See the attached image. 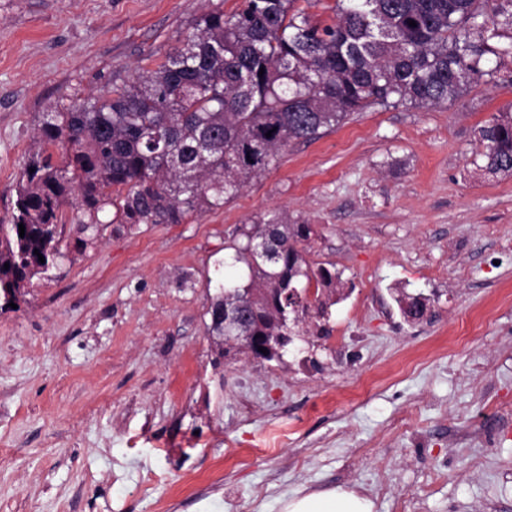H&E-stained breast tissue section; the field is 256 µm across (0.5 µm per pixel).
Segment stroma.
I'll list each match as a JSON object with an SVG mask.
<instances>
[{"instance_id": "35a3bbf8", "label": "stroma", "mask_w": 512, "mask_h": 512, "mask_svg": "<svg viewBox=\"0 0 512 512\" xmlns=\"http://www.w3.org/2000/svg\"><path fill=\"white\" fill-rule=\"evenodd\" d=\"M243 0H0V224L42 113L130 81L193 21ZM512 71L435 108L350 116L223 209L104 229L0 310V512H512V176L474 165ZM312 225L350 289L284 362L211 365L209 286L236 229ZM431 299L401 315L393 288ZM283 512H374L373 501L355 491L336 488L293 496L283 503Z\"/></svg>"}]
</instances>
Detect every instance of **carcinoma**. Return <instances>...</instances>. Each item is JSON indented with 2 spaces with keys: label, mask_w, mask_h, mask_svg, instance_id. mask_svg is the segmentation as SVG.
<instances>
[{
  "label": "carcinoma",
  "mask_w": 512,
  "mask_h": 512,
  "mask_svg": "<svg viewBox=\"0 0 512 512\" xmlns=\"http://www.w3.org/2000/svg\"><path fill=\"white\" fill-rule=\"evenodd\" d=\"M296 2L244 0L229 16L205 13L164 62L42 113L40 151L19 181L12 223L0 224L1 307L19 303L33 278L68 258L59 229L67 206L79 253L111 224H180L224 208L275 168L292 141L317 139L371 108L455 101L512 61V0H336V21L323 26ZM476 142L486 172L512 175L511 112L480 126ZM53 147L63 149L59 164ZM312 234L281 213L228 242L233 272L209 310L234 308L238 317L207 325L214 364L230 336L269 342L273 361L283 362L284 337L310 314L311 283L317 316L328 319L345 283L336 268L307 259L299 244ZM266 237L276 247L255 249ZM421 298L398 293L406 320L423 317Z\"/></svg>",
  "instance_id": "cac0c4a2"
}]
</instances>
